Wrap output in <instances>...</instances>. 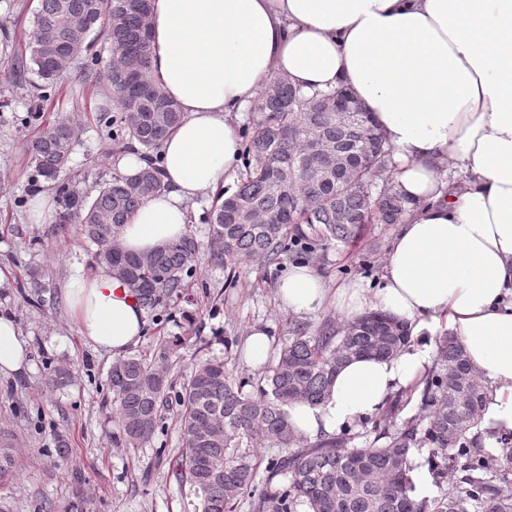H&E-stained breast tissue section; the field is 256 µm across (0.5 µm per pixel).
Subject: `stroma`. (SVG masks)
I'll return each instance as SVG.
<instances>
[{"mask_svg":"<svg viewBox=\"0 0 512 512\" xmlns=\"http://www.w3.org/2000/svg\"><path fill=\"white\" fill-rule=\"evenodd\" d=\"M32 27L31 0H0V311L13 314L28 342L27 369L0 374V432L14 446L15 476L0 487V512H198L200 503L162 465L159 457L182 447L178 412L166 414L165 429L140 449L115 442L112 394L108 389L111 356L95 352L79 332L63 288L73 265L95 269L94 249L79 225L63 234L52 225L29 220L34 192L56 200L54 185L34 181L27 147L41 121L67 119L77 124L78 143L68 167L80 174L89 193L117 174V161L132 141H112L111 99L104 112L85 118L89 88L82 77L67 75L68 92L55 112L35 117L30 98L43 84L36 72L15 83L11 63L15 36ZM212 195L193 208L189 232L201 244L184 298L146 315L144 334L135 350L149 352L161 339L192 333L168 363L175 381L187 379L193 368L211 357L223 359L236 378L256 379L260 370L245 357L251 327L269 326L284 342L288 327L301 323L318 335L325 320L343 324L334 305L299 319L283 309L276 283L284 266L244 259L234 268L211 261L207 213ZM397 230L393 224H373L352 246L332 244L318 251L312 265L329 288L351 282L377 281ZM45 285L40 294L27 286L31 273ZM64 369L63 386L45 384L48 368ZM68 450L59 453V442Z\"/></svg>","mask_w":512,"mask_h":512,"instance_id":"1","label":"stroma"}]
</instances>
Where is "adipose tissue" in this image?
Here are the masks:
<instances>
[{"instance_id": "ef3b65f1", "label": "adipose tissue", "mask_w": 512, "mask_h": 512, "mask_svg": "<svg viewBox=\"0 0 512 512\" xmlns=\"http://www.w3.org/2000/svg\"><path fill=\"white\" fill-rule=\"evenodd\" d=\"M150 37V79L183 118L160 144L163 188L123 226L121 247L147 254L187 234L189 203L238 172L239 115L273 77L307 93L345 86L394 151L408 213L377 285L332 292L299 263L278 300L299 317L332 301L418 331L446 321L489 384L484 428L512 431V0H152ZM66 298L95 351L116 358L138 343L145 311L111 268L73 267ZM28 355L0 313V372ZM430 365L415 350L352 359L329 399L289 406V421L311 441L359 427Z\"/></svg>"}]
</instances>
